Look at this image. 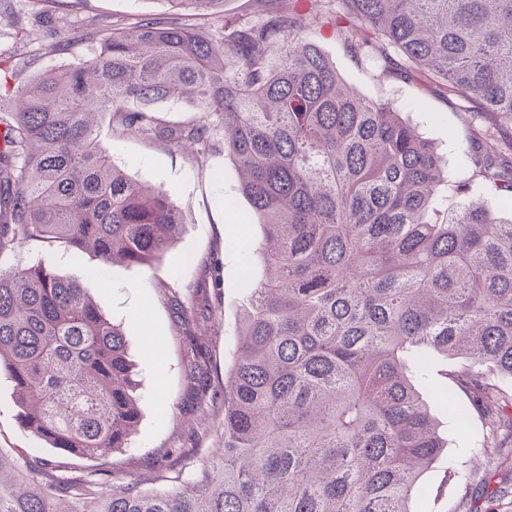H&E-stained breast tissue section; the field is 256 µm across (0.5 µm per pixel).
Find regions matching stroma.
<instances>
[{
	"label": "stroma",
	"mask_w": 512,
	"mask_h": 512,
	"mask_svg": "<svg viewBox=\"0 0 512 512\" xmlns=\"http://www.w3.org/2000/svg\"><path fill=\"white\" fill-rule=\"evenodd\" d=\"M75 12L103 21H162L170 16L171 7L167 0H0V55L21 62L25 79L77 61L93 50V43L81 39L63 46L57 43L63 18ZM314 40L360 95L395 102L447 158L449 176L461 169L462 153L477 130L495 125L503 140L512 139V122L502 124L492 114L480 113L475 103L444 93L425 74L408 81L383 74L379 63L352 57L327 29L315 33ZM53 43L57 51L48 52ZM101 142L132 179L170 192L183 215L179 239L153 265L117 267L101 274L91 255L75 257L38 245L23 247L16 261L25 267L42 261L58 275L79 281L109 318L124 327L140 381L141 423L131 446L121 453L106 459L75 458L48 447L22 427L12 388L1 378L0 448L63 465L69 475L94 473L107 481L115 476L138 481L168 464L174 472L187 475L212 458L218 446L217 409L208 395L190 389L192 358L179 336L180 309L189 307L190 327L206 353L204 369L211 387L222 389L224 367L235 350L242 282L245 276L262 273L259 257L244 250L245 243L258 240L260 228L240 221L249 205L239 192L236 167L223 149L201 159L184 146L115 139L106 130ZM431 412L448 447L444 460L421 478L430 495L416 503L417 512H512V453H482L471 445L480 424L464 430L445 407H432ZM450 467L468 475L477 489L486 474H493L508 493L489 503L471 501L458 482L447 477Z\"/></svg>",
	"instance_id": "1"
}]
</instances>
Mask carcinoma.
Returning a JSON list of instances; mask_svg holds the SVG:
<instances>
[{"mask_svg": "<svg viewBox=\"0 0 512 512\" xmlns=\"http://www.w3.org/2000/svg\"><path fill=\"white\" fill-rule=\"evenodd\" d=\"M181 14L70 24L93 54L12 88L0 112V373L23 427L50 447L108 458L141 420L122 327L25 244L90 253L97 270L158 261L184 223L171 195L133 180L100 141L224 142L260 227L224 368L223 453L175 485L91 475L45 484L0 448V512H412L447 448L414 383L434 359L483 451L512 444V221L468 199L480 181L512 200V159L486 133L459 176L385 99L346 85L311 39L331 28L383 73H427L512 121V0H166ZM201 114L168 127L156 106ZM463 202L443 206L448 192Z\"/></svg>", "mask_w": 512, "mask_h": 512, "instance_id": "1", "label": "carcinoma"}]
</instances>
